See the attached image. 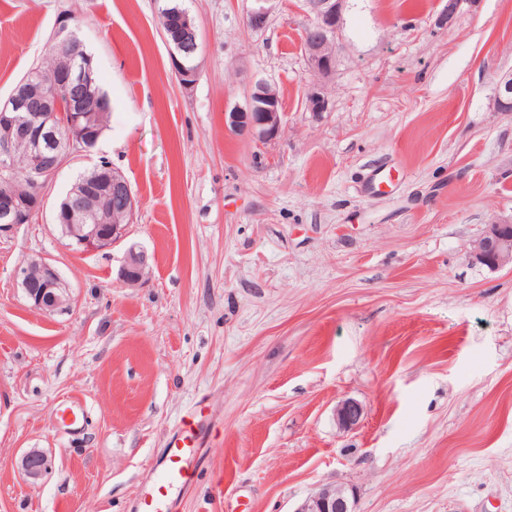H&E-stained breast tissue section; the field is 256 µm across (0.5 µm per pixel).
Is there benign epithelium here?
I'll use <instances>...</instances> for the list:
<instances>
[{
	"label": "benign epithelium",
	"mask_w": 512,
	"mask_h": 512,
	"mask_svg": "<svg viewBox=\"0 0 512 512\" xmlns=\"http://www.w3.org/2000/svg\"><path fill=\"white\" fill-rule=\"evenodd\" d=\"M254 7L247 15V25L253 29L266 26L269 18V0H254ZM347 0H307L313 17L302 36V44L310 69L318 76V82L308 87L305 108L308 112L320 114L328 110V98L324 83L334 73L339 55L338 34L342 11ZM464 0H446L444 9L437 18L438 26H451ZM185 26L177 32L163 35L172 67L180 84L191 87L199 75L196 67L186 68L193 63L200 51L198 33L188 14H183ZM54 46L66 56L84 61L86 57L83 42L73 33L60 27L53 37ZM90 72L85 66L74 72L67 70L51 78L57 86L78 80L88 81ZM285 113L278 94L265 81L254 83L244 107H235L224 113V127L246 133L259 142L274 139L282 129ZM83 114L71 108L64 110L60 99L53 94L44 97L39 111H34L32 101L23 92L14 93L0 102V171L10 169L14 149L21 130L27 132L33 156L45 157L53 151L51 165L34 163L30 166V190L24 194H0V229L31 222L33 215L43 209L45 192L50 177L65 165L91 151L94 141L88 137L89 125L80 126ZM88 183L75 184L70 194L75 201L66 211V223L60 225L63 238L68 246L79 251H101L112 247L125 234L126 225L107 223V215L97 216L82 208L80 201L87 194ZM471 256L480 264L494 269L512 266V224L493 221L486 231L476 239L470 248ZM40 278L32 281L29 270H20V286L32 306L45 313L53 314L65 307L67 297L65 286L55 269L46 262L37 263ZM148 257L143 251H128L119 270L120 280L128 286L139 285L147 274ZM362 406L350 399L336 405V423L341 429L356 426L362 416ZM51 463L43 452L31 448L22 453L18 469L31 485L37 484L50 470ZM294 512H354L353 492L343 486L323 484L316 487L294 510Z\"/></svg>",
	"instance_id": "obj_1"
}]
</instances>
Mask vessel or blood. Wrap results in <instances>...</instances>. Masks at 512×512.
Segmentation results:
<instances>
[{
  "mask_svg": "<svg viewBox=\"0 0 512 512\" xmlns=\"http://www.w3.org/2000/svg\"><path fill=\"white\" fill-rule=\"evenodd\" d=\"M197 448L193 426H183L171 437L163 460L151 473L149 491L137 503L138 512H166L172 490L193 479Z\"/></svg>",
  "mask_w": 512,
  "mask_h": 512,
  "instance_id": "vessel-or-blood-1",
  "label": "vessel or blood"
}]
</instances>
